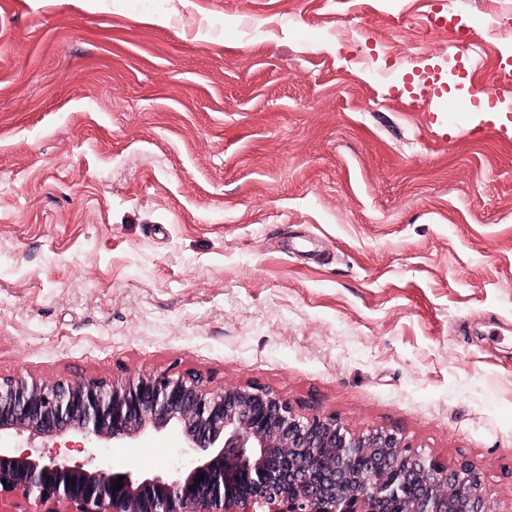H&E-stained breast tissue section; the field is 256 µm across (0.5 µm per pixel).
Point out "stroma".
Wrapping results in <instances>:
<instances>
[{
	"label": "stroma",
	"mask_w": 512,
	"mask_h": 512,
	"mask_svg": "<svg viewBox=\"0 0 512 512\" xmlns=\"http://www.w3.org/2000/svg\"><path fill=\"white\" fill-rule=\"evenodd\" d=\"M504 119L512 0H0V380L264 387L512 512Z\"/></svg>",
	"instance_id": "35a3bbf8"
}]
</instances>
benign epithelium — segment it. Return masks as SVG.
Here are the masks:
<instances>
[{
    "mask_svg": "<svg viewBox=\"0 0 512 512\" xmlns=\"http://www.w3.org/2000/svg\"><path fill=\"white\" fill-rule=\"evenodd\" d=\"M171 426L181 428L187 457L173 479L109 473L0 444V493L54 505L48 512H60L59 504L69 506L65 512H256V505L270 512H387V501L419 482L423 494L406 512H491L474 465L449 470L389 431L352 436L332 417L297 415L267 389L214 390L196 376L167 373L122 386L0 381V436L80 434L119 444ZM300 448L320 460L319 480L310 479ZM352 458L367 461L355 476L348 470ZM119 476L123 486L115 491Z\"/></svg>",
    "mask_w": 512,
    "mask_h": 512,
    "instance_id": "7a95c632",
    "label": "benign epithelium"
}]
</instances>
